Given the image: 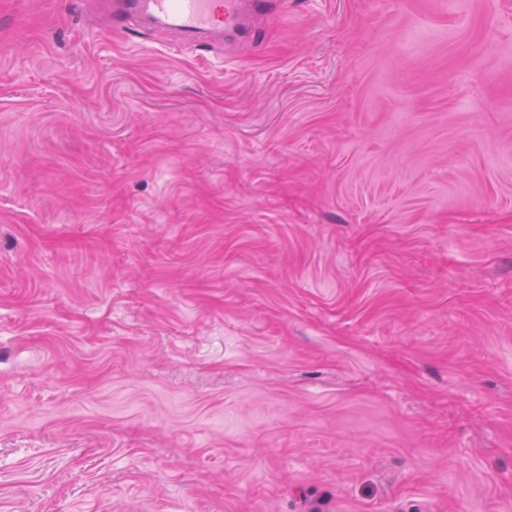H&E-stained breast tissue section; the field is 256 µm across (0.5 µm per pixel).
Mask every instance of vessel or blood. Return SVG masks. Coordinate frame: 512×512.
<instances>
[{"instance_id":"vessel-or-blood-1","label":"vessel or blood","mask_w":512,"mask_h":512,"mask_svg":"<svg viewBox=\"0 0 512 512\" xmlns=\"http://www.w3.org/2000/svg\"><path fill=\"white\" fill-rule=\"evenodd\" d=\"M271 10V0H113L109 20L123 37L133 36L137 20L148 19L189 38L223 29L247 38L254 34L251 18Z\"/></svg>"}]
</instances>
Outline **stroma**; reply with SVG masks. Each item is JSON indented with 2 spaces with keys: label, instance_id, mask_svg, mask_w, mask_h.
I'll list each match as a JSON object with an SVG mask.
<instances>
[{
  "label": "stroma",
  "instance_id": "obj_1",
  "mask_svg": "<svg viewBox=\"0 0 512 512\" xmlns=\"http://www.w3.org/2000/svg\"><path fill=\"white\" fill-rule=\"evenodd\" d=\"M111 10L0 0V512H512V0ZM272 5L271 0H115L109 20L112 31L123 38L135 37L132 25L139 19L187 38L223 29L249 38L255 34L250 19L270 13Z\"/></svg>",
  "mask_w": 512,
  "mask_h": 512
}]
</instances>
